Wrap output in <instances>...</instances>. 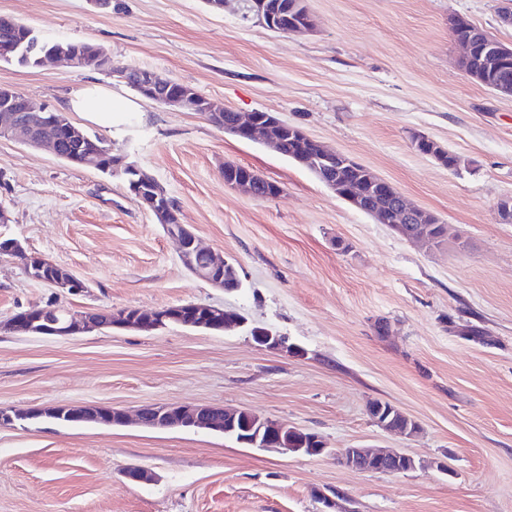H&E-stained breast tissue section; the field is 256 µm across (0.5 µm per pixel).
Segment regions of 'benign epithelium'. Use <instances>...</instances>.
I'll return each instance as SVG.
<instances>
[{"mask_svg":"<svg viewBox=\"0 0 512 512\" xmlns=\"http://www.w3.org/2000/svg\"><path fill=\"white\" fill-rule=\"evenodd\" d=\"M451 28L464 32L456 38L462 46L464 55L462 60H468L475 48L480 44L487 60V69L474 76V79L483 83L488 78H494L492 88L503 95H512V81L500 77V74L512 71V46L506 45L496 39L479 38L481 29L464 17H455L450 21ZM57 50L50 58L60 57L70 67L80 69L89 64V60L73 53L64 47V43H56ZM151 99L168 107L176 109L195 108L205 113L210 119L224 128V131L236 135L245 134L248 138L261 136L267 143L278 151L285 148L284 141L272 139L268 136L271 125H281L283 121L272 115L259 119L253 113L237 114L231 124L224 123V116L212 109L211 102L191 87H185L176 94L155 93ZM34 113V108L28 99L10 86L0 85V136L10 137L21 134L24 142L36 148H44L52 155H57L55 139L50 137L47 126L62 127L66 130L69 139L78 144L82 140V132L68 117L49 113ZM307 163L316 168L318 166L339 172H359L361 167L348 156L317 146V152L307 159ZM329 187L341 196L353 208L368 213L379 223L388 225L397 234L409 239H426L425 232L419 227L423 223L424 212L407 204L394 187L373 173L361 179V182L352 186L349 183L342 185L331 181ZM133 193L144 207L152 212L157 223L165 228L166 233L179 244V259L182 264L195 276L217 288H226L224 271L231 266L228 261L217 257L210 250L202 247L195 233L189 225L179 221L177 212L167 201V194L160 184L152 179L133 189ZM1 254L17 256L25 267L28 276L41 283L54 288L60 296L78 293L84 284L69 271L55 264L46 257L27 254L21 244L12 241L0 248ZM194 304L172 305L163 307L151 314H144L133 308L114 309L110 314L112 326L136 329L140 331H153L163 327V322L169 319L177 320L185 326L202 327L207 330H224V323L230 322V316L221 307L203 305L205 316L201 317L191 310ZM43 315L29 311L23 315H14L5 322H0V330L12 333H30L55 337H70L83 333H90L104 327L101 318L95 313L68 311V319L59 324L51 323L41 325ZM254 343L267 349L285 352L292 357H302L305 350L296 344H291L284 336L272 333L268 329L257 331L253 337ZM48 416L53 419H66L73 422H100L109 420L114 426H121L127 422L124 410L115 407L100 406H59L51 409H39L32 412L19 413L10 410L0 411V427H12L19 420ZM240 412L227 411L222 408L209 406H194L182 404L150 405L140 410L138 421L149 428H182L204 429L221 431L236 438L240 444L258 448H275L283 453H295L297 449L288 447V440L283 433L288 425L268 419L259 420V424L246 426L244 433L236 431V421ZM344 464L360 472H382L389 474L405 473L416 468L415 459L400 452H373L365 448H345L340 453Z\"/></svg>","mask_w":512,"mask_h":512,"instance_id":"1","label":"benign epithelium"}]
</instances>
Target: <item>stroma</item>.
<instances>
[{
  "mask_svg": "<svg viewBox=\"0 0 512 512\" xmlns=\"http://www.w3.org/2000/svg\"><path fill=\"white\" fill-rule=\"evenodd\" d=\"M310 30L275 33L241 0H0V15L49 40L87 41L115 67L149 70L237 112L263 111L389 182L446 224L440 245L406 240L351 207L306 167L206 115L166 107L101 70L0 62V84L61 110L95 83L137 100L112 133L182 223L237 269L227 292L181 263L178 244L124 184L0 137V238L82 279L59 296L0 258V321L55 303L80 312L204 303L242 316L229 332L170 324L70 338L0 331V408L151 404L242 409L322 437L319 456L283 454L204 430L39 418L0 427V512H512V96L459 66L449 20L512 45L502 0H304ZM428 136L455 169L418 153ZM281 186L258 199L224 165ZM289 338L304 358L260 349L249 329ZM419 426L378 427L369 402ZM343 448L411 455L391 475L347 467ZM142 468L148 482L124 473Z\"/></svg>",
  "mask_w": 512,
  "mask_h": 512,
  "instance_id": "obj_1",
  "label": "stroma"
}]
</instances>
